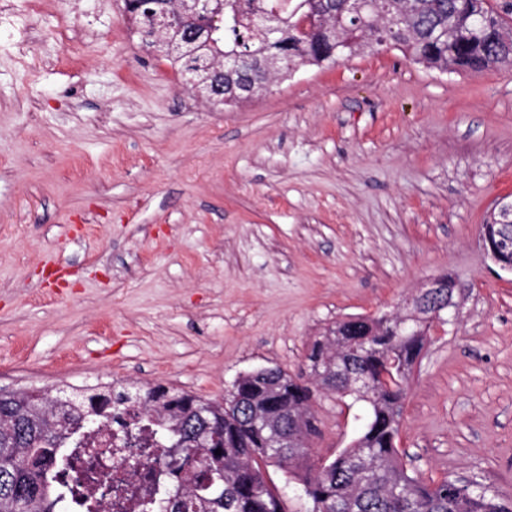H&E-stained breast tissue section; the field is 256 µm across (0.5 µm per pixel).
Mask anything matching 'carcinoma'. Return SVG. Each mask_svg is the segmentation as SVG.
I'll use <instances>...</instances> for the list:
<instances>
[{
    "label": "carcinoma",
    "instance_id": "cac0c4a2",
    "mask_svg": "<svg viewBox=\"0 0 512 512\" xmlns=\"http://www.w3.org/2000/svg\"><path fill=\"white\" fill-rule=\"evenodd\" d=\"M388 14L400 23L386 29L373 0L353 20L346 0H223L218 12L194 22L213 29V44L193 58L171 57L181 70L206 75L213 59L279 56L288 69L335 63L374 45L398 50L417 65L440 73L512 67V23L488 0H390ZM311 13L324 28L295 44L288 18ZM259 68L211 74L223 89V106L257 98L272 78ZM379 317H353L314 340L307 364L290 374L280 367L241 374L224 402L163 386L114 388L97 383L0 393V512H68L62 489L70 470L66 451L82 430L106 425L107 407L135 405L162 433L163 447L192 458L185 487L168 496L170 512H285L282 496L266 479L276 466L297 480L311 512H512V498L470 492L457 481L426 482L409 473L399 454L407 388L428 336L403 335L378 327ZM351 397L364 405L357 437L315 468L310 439L314 405L321 394ZM279 432L284 447H272ZM221 454H215L216 450Z\"/></svg>",
    "mask_w": 512,
    "mask_h": 512
}]
</instances>
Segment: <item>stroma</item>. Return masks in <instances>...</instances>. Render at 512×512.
Here are the masks:
<instances>
[{
	"instance_id": "stroma-1",
	"label": "stroma",
	"mask_w": 512,
	"mask_h": 512,
	"mask_svg": "<svg viewBox=\"0 0 512 512\" xmlns=\"http://www.w3.org/2000/svg\"><path fill=\"white\" fill-rule=\"evenodd\" d=\"M512 195V70L400 51L304 66L214 107L148 53L123 0H0V386L162 385L223 401L297 371L336 322L430 277L399 442L424 480L512 497V274L480 240ZM322 463L358 407H314ZM444 276L448 277V275H446V274ZM445 277L437 276V277L429 279L424 284L422 289L418 292V294L407 299V303H406L405 307H401L400 314L389 315L390 318L394 321V323H396L398 326H406V325L413 326V324L427 326L431 322L440 320L436 316V314H438L439 311L434 312L431 315H425L422 311V309H423L422 304L428 298L429 299L425 302V305L427 307L433 308L434 306H436L440 303H443L445 300V294L443 292L447 291V289H448V308H447V310L450 309L452 312V315L455 316L457 308H458V303L456 300H453V297H454V292H456V290H457V284L453 279L451 281H448ZM440 293H443L440 297L430 300V298L438 296ZM404 310H406V311L404 312ZM444 311L445 310L442 309L439 312L440 317Z\"/></svg>"
}]
</instances>
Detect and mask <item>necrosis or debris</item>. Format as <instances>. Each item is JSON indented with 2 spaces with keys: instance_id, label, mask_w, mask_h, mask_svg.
Returning <instances> with one entry per match:
<instances>
[{
  "instance_id": "4bbe7bcc",
  "label": "necrosis or debris",
  "mask_w": 512,
  "mask_h": 512,
  "mask_svg": "<svg viewBox=\"0 0 512 512\" xmlns=\"http://www.w3.org/2000/svg\"><path fill=\"white\" fill-rule=\"evenodd\" d=\"M71 458L84 496L100 497L106 477L119 486L106 512H145L147 503L184 484L187 475L186 468L171 464L166 450L158 447L152 426L134 407L116 414L106 433L72 448Z\"/></svg>"
}]
</instances>
